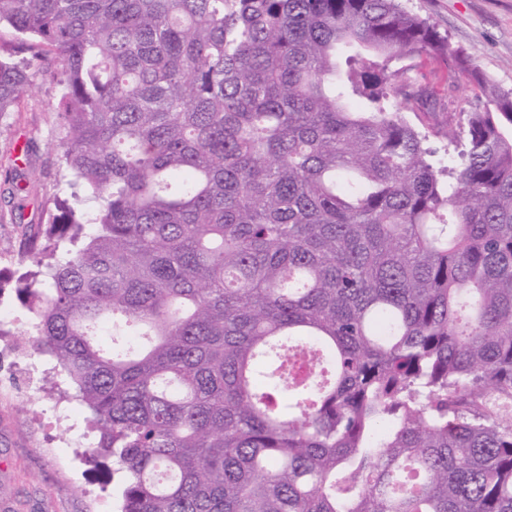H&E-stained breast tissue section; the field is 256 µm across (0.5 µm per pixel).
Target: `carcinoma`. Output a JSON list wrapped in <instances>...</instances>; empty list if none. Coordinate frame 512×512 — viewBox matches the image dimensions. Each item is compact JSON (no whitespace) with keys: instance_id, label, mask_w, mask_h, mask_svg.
<instances>
[{"instance_id":"cac0c4a2","label":"carcinoma","mask_w":512,"mask_h":512,"mask_svg":"<svg viewBox=\"0 0 512 512\" xmlns=\"http://www.w3.org/2000/svg\"><path fill=\"white\" fill-rule=\"evenodd\" d=\"M2 24L0 115L52 60L85 192L21 255L28 344L120 512H512V89L400 0H0ZM423 57L488 107L412 123Z\"/></svg>"}]
</instances>
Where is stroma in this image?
I'll return each mask as SVG.
<instances>
[{
  "mask_svg": "<svg viewBox=\"0 0 512 512\" xmlns=\"http://www.w3.org/2000/svg\"><path fill=\"white\" fill-rule=\"evenodd\" d=\"M462 48L496 87L512 89V0H405ZM414 76L444 112L483 110L485 93L442 62L418 59ZM455 93H448V86ZM55 70L39 74L11 112L0 116V270L15 272L27 235L44 221L58 193ZM0 512H117L121 480L111 466L85 460L99 433L55 359L26 348L28 311L12 286L0 289Z\"/></svg>",
  "mask_w": 512,
  "mask_h": 512,
  "instance_id": "1",
  "label": "stroma"
}]
</instances>
